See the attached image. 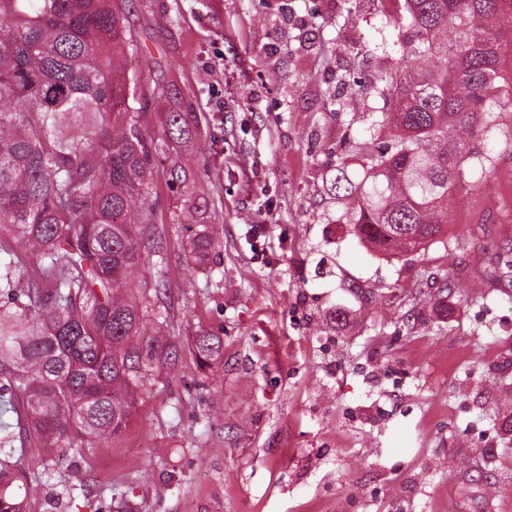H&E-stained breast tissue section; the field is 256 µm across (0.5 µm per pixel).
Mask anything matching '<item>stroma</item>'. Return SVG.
<instances>
[{
    "instance_id": "35a3bbf8",
    "label": "stroma",
    "mask_w": 512,
    "mask_h": 512,
    "mask_svg": "<svg viewBox=\"0 0 512 512\" xmlns=\"http://www.w3.org/2000/svg\"><path fill=\"white\" fill-rule=\"evenodd\" d=\"M391 18L380 0H130L125 76L166 241L145 277L175 347L118 441L61 453L26 512H485L489 484L512 501V121L416 251H371L328 192L330 152L360 154L388 108L357 95L337 114L330 96L395 66ZM171 112L189 115L178 141ZM198 224L215 246L191 267ZM202 335L221 348L201 364Z\"/></svg>"
}]
</instances>
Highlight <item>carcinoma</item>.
<instances>
[{
  "label": "carcinoma",
  "instance_id": "obj_1",
  "mask_svg": "<svg viewBox=\"0 0 512 512\" xmlns=\"http://www.w3.org/2000/svg\"><path fill=\"white\" fill-rule=\"evenodd\" d=\"M406 49L380 77L351 78L361 95L392 99L363 154L338 157L334 196L345 223L372 248L410 252L443 236L462 188L494 168L509 0H391ZM125 0H0V391L19 431L0 455L36 451L26 469L0 461V512H24L29 487L53 475L66 449L114 439L125 427L145 358L169 346L148 331L158 318L134 288L145 262L164 259L161 235L143 232L132 203L154 180L150 148L126 72ZM212 247L196 229L188 257ZM35 262L29 273L26 260ZM213 359L220 341L196 338Z\"/></svg>",
  "mask_w": 512,
  "mask_h": 512
}]
</instances>
